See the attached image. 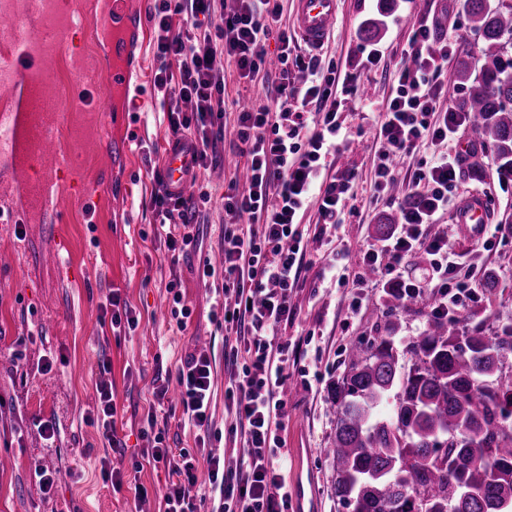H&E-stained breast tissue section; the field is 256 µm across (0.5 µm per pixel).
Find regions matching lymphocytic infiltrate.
Here are the masks:
<instances>
[{
	"label": "lymphocytic infiltrate",
	"mask_w": 512,
	"mask_h": 512,
	"mask_svg": "<svg viewBox=\"0 0 512 512\" xmlns=\"http://www.w3.org/2000/svg\"><path fill=\"white\" fill-rule=\"evenodd\" d=\"M218 0H157L151 15L156 60L153 86L167 108L168 129L175 141L193 148L195 173L207 171L211 150L224 130V72L216 68L225 58L239 78L272 87L271 103L237 116L236 149L244 160L246 186L230 185L224 194V267L202 265V279L220 278L222 302L213 319L224 326L226 430L214 429L209 413L213 362L204 351L184 358L174 383L154 391L164 402L170 385L180 393L181 416L198 430L197 451L179 450L155 436L142 454L166 467L172 477L164 494V512H288L290 496L284 476L287 458L276 451L288 412L284 386L288 380L289 345L280 334L295 319L290 303L302 270L309 266L308 244L327 229L342 225L343 201L350 178L326 173V158L336 151L341 130L339 95L353 94L340 85L335 65H322L318 55H295L291 38L280 31L278 73L266 67V41L282 16V0H234L230 11H218ZM450 47L436 41L428 22H420L405 52L397 87L385 107L376 137L383 148L374 163V186L385 192L393 185L392 160L410 153L420 142L441 146V153L418 167L408 182L402 222L380 245L362 251L357 262L376 274L379 286L394 288L403 298L431 294V314L457 318L476 282L459 272L472 256L454 251L448 234L436 230L441 214L452 203L460 177L461 156L446 151L472 115L441 108L439 79ZM308 71V85L297 87L290 67ZM319 115L309 122L305 112ZM210 200L175 197L154 190L150 204L165 229L164 246L171 264L197 242L192 226ZM316 205L319 222L305 227L302 218ZM421 253L434 275L428 283L406 278L405 259ZM240 440L239 453L220 456L213 442L222 437ZM207 471V493H198L197 472Z\"/></svg>",
	"instance_id": "lymphocytic-infiltrate-1"
}]
</instances>
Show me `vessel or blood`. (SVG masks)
I'll return each mask as SVG.
<instances>
[{
    "instance_id": "b4317fda",
    "label": "vessel or blood",
    "mask_w": 512,
    "mask_h": 512,
    "mask_svg": "<svg viewBox=\"0 0 512 512\" xmlns=\"http://www.w3.org/2000/svg\"><path fill=\"white\" fill-rule=\"evenodd\" d=\"M294 25L301 39L311 47L323 45L335 26L339 0H293ZM134 15L133 0H112V21L104 36L112 42V59L105 62L104 71L108 83L116 91L131 88V70L127 63L130 40L125 32ZM28 52L24 41H16L15 53L8 60L9 78L0 79V89L12 92L13 99L5 113L8 153L16 166L27 167L32 162L54 158L61 159L62 151L49 134L47 124H38L30 112L20 106L21 100L39 95L41 83L32 82L27 71L20 67ZM163 182L165 191L176 195L185 194L192 181V148L186 142H172L166 147L163 158ZM454 221L469 235L476 236L489 221V209L483 195L473 192L462 197L455 208Z\"/></svg>"
}]
</instances>
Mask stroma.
<instances>
[{
	"label": "stroma",
	"mask_w": 512,
	"mask_h": 512,
	"mask_svg": "<svg viewBox=\"0 0 512 512\" xmlns=\"http://www.w3.org/2000/svg\"><path fill=\"white\" fill-rule=\"evenodd\" d=\"M71 24L62 32L44 27L30 0H11L19 29L56 47L53 55L23 60L39 72L56 98L59 116L54 136L70 159L64 170L44 163L52 173L46 205L32 209L7 160L0 158V212L18 217L0 223V512H160L159 496L168 480L164 468L144 465L136 475L147 490L135 504L132 490L114 491L102 471V457L125 467L150 447L155 434L168 446L194 449L195 428L167 417L153 405L158 379L176 374L188 352L205 350L214 366L212 421L223 428L224 331L211 318L215 294L197 277L202 260L224 263V192L239 178L243 160L236 148V118L241 107L268 103L260 85L239 81L225 67L224 137L216 144L204 188L210 192L207 218L199 227L200 248L171 266L163 242L151 238L155 222L150 206L156 183L149 161H161L171 139L165 112L154 93L157 67L153 26L148 19L154 0H145L141 33L129 65L138 72L141 107L136 112L113 109L114 95L103 64L112 47L101 36L110 0H54ZM429 16L436 38L457 43L458 55L479 70L481 40L465 9V0H341L336 28L322 50L360 89L340 107L343 137L328 156L329 174L354 172L345 202L344 227L332 234L331 246L312 245L313 262L301 273L292 305L298 312L284 333L298 342L285 386L288 427L284 434L289 470L314 473L319 512H351L334 494V460L329 442L336 425L330 388L342 376L351 346L368 345L384 335L391 319L381 288L370 280L341 285L322 277L331 250L358 251L375 243L378 224L398 220L400 197L377 195L371 182L380 147L376 129L392 95L402 56L421 16ZM381 22L377 38H365L366 20ZM378 54L369 63V54ZM478 144L477 156H464L454 191L491 199L493 223L512 225V179L499 171L496 154L474 127H467L449 150ZM453 212L442 214L455 251L475 252V278L496 271L498 286L479 292L464 312L493 329L512 319V237H494L491 246L453 227ZM179 277L192 310L186 330H178L168 311L166 285ZM120 290L136 311L139 325L126 336L113 335L101 308L111 289ZM112 385L118 407L116 436L120 447L105 449L86 417L97 400L100 383ZM155 412L156 427L147 414ZM53 426L46 440L44 426ZM52 478L43 490L36 470Z\"/></svg>",
	"instance_id": "1"
}]
</instances>
